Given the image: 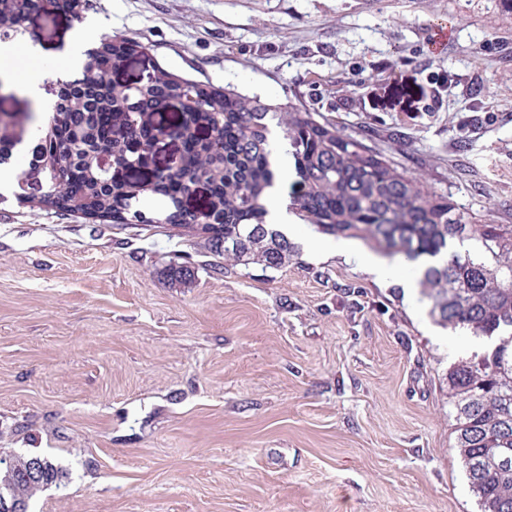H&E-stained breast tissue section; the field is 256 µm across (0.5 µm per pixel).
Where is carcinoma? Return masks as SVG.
<instances>
[{"label": "carcinoma", "instance_id": "obj_1", "mask_svg": "<svg viewBox=\"0 0 512 512\" xmlns=\"http://www.w3.org/2000/svg\"><path fill=\"white\" fill-rule=\"evenodd\" d=\"M52 0H14L0 14V43L30 36L27 18ZM146 47L104 39L87 50L105 72H117ZM52 113L30 143L15 179L14 195L58 213L78 212L95 223L160 228L173 226L204 240L210 253L239 265L277 270L299 247L265 221L275 185L270 148L280 129L291 160L288 208L298 219L331 236L359 238L394 257L423 261L421 293L429 314L445 329L485 338L490 351L463 357L448 368L453 448L465 469L478 512H512V224H472L450 196L407 176L383 153L315 113L258 94L187 78L153 63L133 88L121 89L83 76L52 83ZM181 105L171 129L182 143V162L157 173L148 187L123 179L132 161L126 141L149 144L158 130L144 118ZM130 113L127 140L111 137V114ZM38 182L41 195L29 193ZM206 186V210L183 201ZM157 199L145 208L143 194ZM186 285L194 270L167 268ZM32 456L12 457L0 471V500L29 512L37 491L62 477L48 457L41 476L28 478Z\"/></svg>", "mask_w": 512, "mask_h": 512}]
</instances>
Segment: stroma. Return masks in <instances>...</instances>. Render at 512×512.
I'll list each match as a JSON object with an SVG mask.
<instances>
[{"mask_svg":"<svg viewBox=\"0 0 512 512\" xmlns=\"http://www.w3.org/2000/svg\"><path fill=\"white\" fill-rule=\"evenodd\" d=\"M27 28L62 71L83 31L150 47L127 78L154 60L303 106L473 223L512 224L499 0H88ZM36 112L0 90V137ZM184 262L187 288L164 274ZM475 351L351 261L232 266L178 228L0 198V455L63 471L32 512H477L446 380Z\"/></svg>","mask_w":512,"mask_h":512,"instance_id":"1","label":"stroma"}]
</instances>
